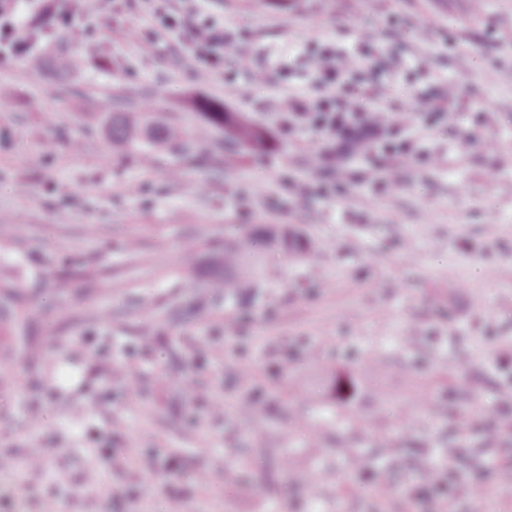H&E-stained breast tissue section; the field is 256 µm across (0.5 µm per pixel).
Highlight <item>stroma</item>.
<instances>
[{"label":"stroma","mask_w":512,"mask_h":512,"mask_svg":"<svg viewBox=\"0 0 512 512\" xmlns=\"http://www.w3.org/2000/svg\"><path fill=\"white\" fill-rule=\"evenodd\" d=\"M246 35L209 83L177 64L187 33L145 46L115 29L149 19V0H94L87 41L42 37L34 69L0 63V279L23 293L26 323L0 337V454L20 459L0 512H512V0H175ZM320 39L362 52L352 78L415 97L454 81V124L418 128L423 157L386 162L336 188L325 144L283 134L269 96H315L304 51ZM269 83L252 88L253 73ZM135 93L164 123L196 98L273 128L268 149L239 148L201 175L163 149L151 162L112 148L116 100ZM285 224L306 256L258 253L225 301L209 288L225 237ZM194 261L182 263L185 252ZM138 371L135 387L120 378ZM359 397L321 403L332 372ZM223 403L216 417L185 387ZM251 405V420L239 416ZM39 420H30L27 407ZM388 435L400 463L385 475L350 469L337 448ZM488 451L452 470L457 493L429 508L407 479L418 457ZM42 456L41 466L24 459ZM96 471L99 485L85 477Z\"/></svg>","instance_id":"stroma-1"}]
</instances>
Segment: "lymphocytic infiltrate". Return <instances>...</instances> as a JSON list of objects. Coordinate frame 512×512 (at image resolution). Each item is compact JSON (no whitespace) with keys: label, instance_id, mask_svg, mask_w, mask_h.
<instances>
[{"label":"lymphocytic infiltrate","instance_id":"obj_1","mask_svg":"<svg viewBox=\"0 0 512 512\" xmlns=\"http://www.w3.org/2000/svg\"><path fill=\"white\" fill-rule=\"evenodd\" d=\"M89 10L88 0H38L26 20L29 30L44 28L50 19L63 20L72 39L84 36L82 21ZM154 27L146 32L130 27L116 30L118 38L154 44L156 38L175 31L188 30L193 51L180 55L179 63L194 80H208L215 64L226 51H245L246 43L223 26L208 19L174 12L167 0L153 9ZM314 85L319 95L309 98L289 95L274 101L265 100L264 109L275 112L281 129L288 132L311 131L325 140L329 157H347L375 166L383 157L406 159L418 150L412 135L418 118L428 121L451 119V112L436 105L431 93L420 95L416 111L398 108L365 109L350 100L351 78L360 67L357 54L322 45L313 51Z\"/></svg>","mask_w":512,"mask_h":512}]
</instances>
